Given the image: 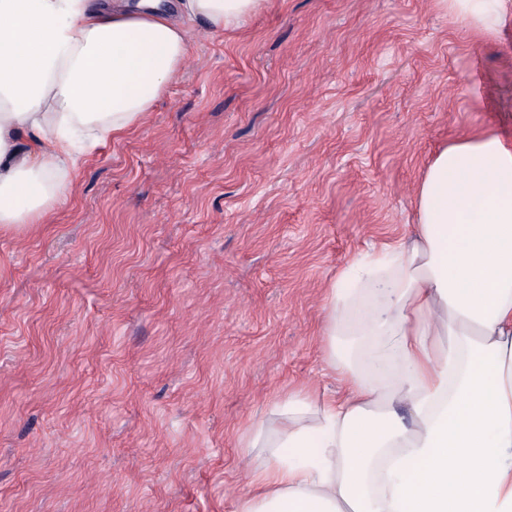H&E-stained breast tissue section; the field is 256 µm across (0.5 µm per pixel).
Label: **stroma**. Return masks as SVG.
Instances as JSON below:
<instances>
[{
  "instance_id": "35a3bbf8",
  "label": "stroma",
  "mask_w": 512,
  "mask_h": 512,
  "mask_svg": "<svg viewBox=\"0 0 512 512\" xmlns=\"http://www.w3.org/2000/svg\"><path fill=\"white\" fill-rule=\"evenodd\" d=\"M46 223L0 235V512H235L272 405L323 383V291L413 220L455 133L512 140V30L442 0H269ZM448 16L472 39L495 40L512 24L511 0H447Z\"/></svg>"
}]
</instances>
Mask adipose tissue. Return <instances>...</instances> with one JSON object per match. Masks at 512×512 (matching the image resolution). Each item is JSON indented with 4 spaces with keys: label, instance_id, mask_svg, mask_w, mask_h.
<instances>
[{
    "label": "adipose tissue",
    "instance_id": "obj_1",
    "mask_svg": "<svg viewBox=\"0 0 512 512\" xmlns=\"http://www.w3.org/2000/svg\"><path fill=\"white\" fill-rule=\"evenodd\" d=\"M266 0H0V235L40 224L87 156L140 126L183 68L188 27L239 28ZM473 39L512 0H447ZM415 222L340 269L323 361L338 391L274 404L238 512H512V143L449 139Z\"/></svg>",
    "mask_w": 512,
    "mask_h": 512
}]
</instances>
